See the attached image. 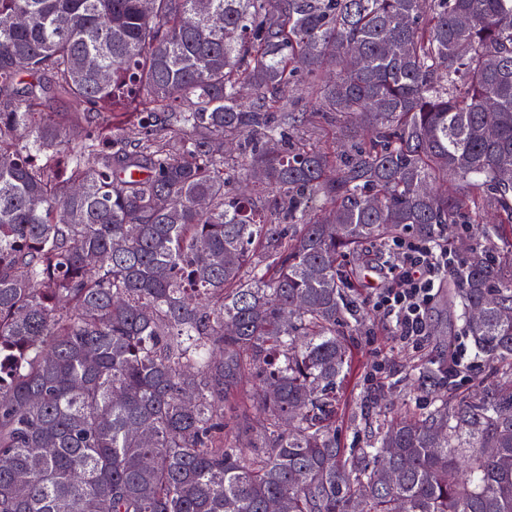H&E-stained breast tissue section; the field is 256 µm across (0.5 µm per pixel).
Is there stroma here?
<instances>
[{"label": "stroma", "mask_w": 512, "mask_h": 512, "mask_svg": "<svg viewBox=\"0 0 512 512\" xmlns=\"http://www.w3.org/2000/svg\"><path fill=\"white\" fill-rule=\"evenodd\" d=\"M360 322L352 328L354 362L348 388L337 397L336 439L341 447L362 445L367 433L354 428L350 415L358 411L353 395L374 397L375 409L401 415L407 409H426L431 391L422 387L410 373L420 363L428 361L442 367L450 346L462 344L455 328L453 308L446 294H439L430 313V336L424 347L414 348L396 344L383 321L372 309L369 295L358 291Z\"/></svg>", "instance_id": "1"}]
</instances>
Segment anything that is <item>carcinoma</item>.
<instances>
[{
	"instance_id": "cac0c4a2",
	"label": "carcinoma",
	"mask_w": 512,
	"mask_h": 512,
	"mask_svg": "<svg viewBox=\"0 0 512 512\" xmlns=\"http://www.w3.org/2000/svg\"><path fill=\"white\" fill-rule=\"evenodd\" d=\"M447 224L500 373L342 448L343 260ZM505 239L512 0H0V512H512Z\"/></svg>"
}]
</instances>
